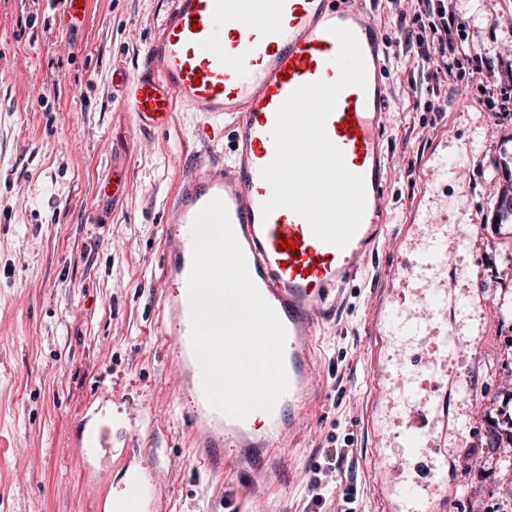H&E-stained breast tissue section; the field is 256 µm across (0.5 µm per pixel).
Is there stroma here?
I'll return each mask as SVG.
<instances>
[{
    "instance_id": "stroma-1",
    "label": "stroma",
    "mask_w": 512,
    "mask_h": 512,
    "mask_svg": "<svg viewBox=\"0 0 512 512\" xmlns=\"http://www.w3.org/2000/svg\"><path fill=\"white\" fill-rule=\"evenodd\" d=\"M171 0H95L72 35H53L49 6L0 0V512H95L128 461L83 459L76 423L132 408L151 423L129 439L149 448L169 512H303L314 451L352 441L344 485L358 512L407 504L421 478L399 465L404 378L446 407L431 447L447 512H502L512 499V445L493 425L512 400V225L495 221L492 176L512 169V113L492 111L497 73L449 81L439 111L415 106L410 53L390 54L383 147L387 221L359 276L342 287L314 336L323 392L267 500L239 505L228 478L187 446L173 377V341L157 333L161 233L185 166L220 163L231 135L202 142L201 112L141 131L121 110L112 75L134 73ZM475 48L512 43V0H457ZM129 166L121 197L105 193ZM448 303L430 305L435 289ZM110 399L98 404V392Z\"/></svg>"
}]
</instances>
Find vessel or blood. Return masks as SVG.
Returning <instances> with one entry per match:
<instances>
[{
    "label": "vessel or blood",
    "mask_w": 512,
    "mask_h": 512,
    "mask_svg": "<svg viewBox=\"0 0 512 512\" xmlns=\"http://www.w3.org/2000/svg\"><path fill=\"white\" fill-rule=\"evenodd\" d=\"M92 5L93 0H53L55 26L69 34L79 30ZM334 26L355 34L366 67L365 88L343 89L325 124L347 169L365 180L364 215L342 249L316 238L308 221L290 209L261 213L272 196L261 170L275 155L272 131L279 107L299 86L332 83L340 75ZM387 55L386 43L366 19L363 0H172L146 43L138 73L113 77L121 88L119 107L134 113L140 129H168L182 110L207 113L216 127L227 119L233 124L228 161L220 168L183 172L167 208L159 281L169 293L161 298L159 329L175 346L177 385L191 393L189 447L211 471L233 473L248 501L269 494L268 477L282 468L285 447L315 402L313 332L329 315L337 290L359 274L357 258L368 252L384 219ZM216 198L227 207L252 281L286 330L288 391L272 412L257 410L242 420L208 404L190 339L191 227ZM425 418L419 407L409 414L403 448L408 456L424 453ZM229 438L239 448L231 458L223 452ZM78 445L86 454L107 447V426L84 429ZM148 474L144 465L126 466L112 512H163L146 482Z\"/></svg>",
    "instance_id": "vessel-or-blood-1"
}]
</instances>
